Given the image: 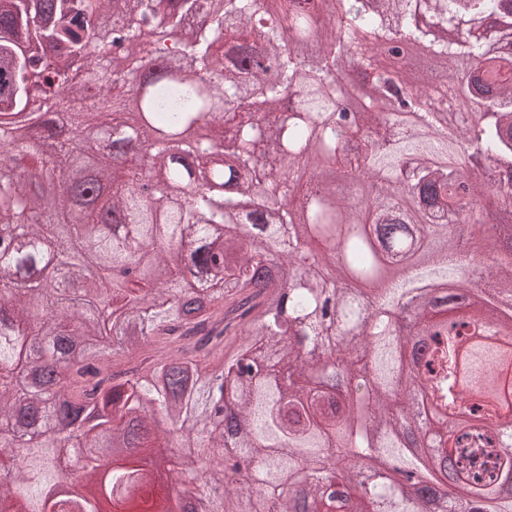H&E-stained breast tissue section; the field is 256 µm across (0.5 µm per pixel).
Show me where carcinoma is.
Listing matches in <instances>:
<instances>
[{
    "label": "carcinoma",
    "mask_w": 512,
    "mask_h": 512,
    "mask_svg": "<svg viewBox=\"0 0 512 512\" xmlns=\"http://www.w3.org/2000/svg\"><path fill=\"white\" fill-rule=\"evenodd\" d=\"M201 7L0 0V240L14 242L0 251V512H113L101 461L155 436L207 465L193 512H297L298 491L308 512H428L402 490L416 471L496 495L512 453L486 418L512 407V310L495 312L512 234L464 263L430 225L463 246L488 223L478 197L512 209V0H219L202 24ZM450 27L457 39L439 36ZM394 39L454 73L398 88L374 67ZM474 99L470 122L446 117ZM92 113L95 137L80 130ZM194 126L206 141L183 137ZM464 141L486 160L479 180ZM435 273L446 293L414 309L436 343L427 397L451 416L459 378L484 381L441 449L451 485L412 449L397 331ZM480 321L511 340L475 341ZM320 347L355 356L351 400L305 358ZM121 358L136 365L100 376ZM225 398L229 443L212 414ZM227 444L258 461L252 480L230 481ZM346 450L376 477L372 510L339 491L356 479L336 465ZM152 475L117 468L112 484Z\"/></svg>",
    "instance_id": "1"
}]
</instances>
